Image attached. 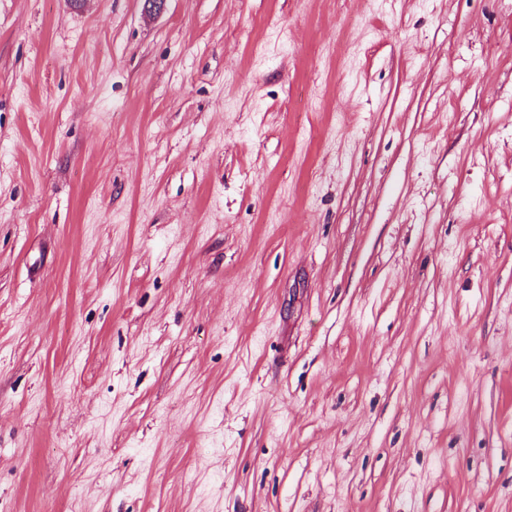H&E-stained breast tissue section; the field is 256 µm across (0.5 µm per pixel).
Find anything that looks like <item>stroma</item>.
<instances>
[{
    "mask_svg": "<svg viewBox=\"0 0 512 512\" xmlns=\"http://www.w3.org/2000/svg\"><path fill=\"white\" fill-rule=\"evenodd\" d=\"M0 512H512V0H0Z\"/></svg>",
    "mask_w": 512,
    "mask_h": 512,
    "instance_id": "1",
    "label": "stroma"
}]
</instances>
